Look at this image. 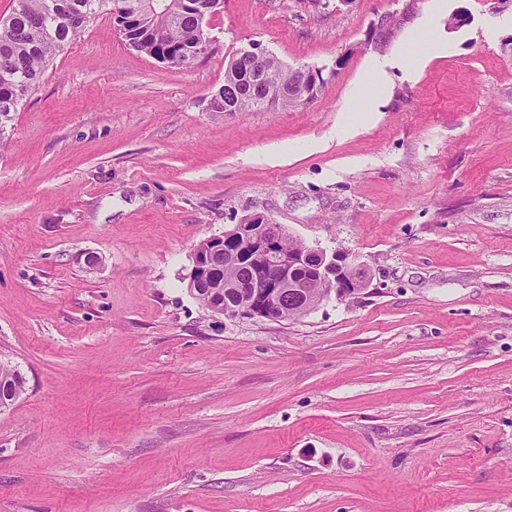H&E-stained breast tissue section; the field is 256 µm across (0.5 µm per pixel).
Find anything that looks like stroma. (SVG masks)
<instances>
[{
  "instance_id": "35a3bbf8",
  "label": "stroma",
  "mask_w": 512,
  "mask_h": 512,
  "mask_svg": "<svg viewBox=\"0 0 512 512\" xmlns=\"http://www.w3.org/2000/svg\"><path fill=\"white\" fill-rule=\"evenodd\" d=\"M208 25L173 68L100 12L0 127V362L25 380L0 512H512V0H222ZM432 36L447 54L333 137L368 61ZM255 44L322 68L317 98L214 111ZM255 213L368 287L211 312L193 253Z\"/></svg>"
}]
</instances>
